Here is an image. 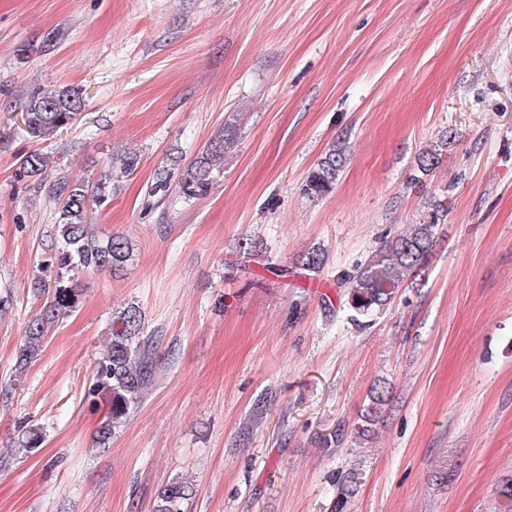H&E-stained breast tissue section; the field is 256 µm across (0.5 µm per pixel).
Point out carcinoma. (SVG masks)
I'll return each instance as SVG.
<instances>
[{
    "label": "carcinoma",
    "mask_w": 512,
    "mask_h": 512,
    "mask_svg": "<svg viewBox=\"0 0 512 512\" xmlns=\"http://www.w3.org/2000/svg\"><path fill=\"white\" fill-rule=\"evenodd\" d=\"M83 106L82 94L74 88H66L64 93L56 95L51 90L42 91L27 100L22 121L32 136L46 140L61 129L81 123ZM234 135L235 126L224 124L223 132L184 171V193L194 194L208 187L210 169L224 159L226 146L234 142ZM346 152L345 143L332 144L307 176L305 192L308 196L318 199L333 190L345 166ZM439 159L440 154L432 151L418 158L421 177L416 179V183H422V177L436 169ZM51 163L50 156L33 150L20 162L18 178L22 181L39 179ZM138 166L137 154L128 153L111 158L109 174L95 181L60 176L48 185L47 195L56 207L53 241L43 261L42 275L32 284L34 292L45 301L25 323L17 371H24L31 360L40 354L50 327L77 310L82 296V276L115 275L124 271L131 261L133 245L126 237L112 234L101 239L88 219L92 208L103 206L112 194V174L129 176L134 174ZM447 217V201L438 199L432 202L423 222L408 225L358 267L356 273L344 282L350 310L361 317L383 310L405 282L421 275L436 246L437 226ZM239 255L247 264L269 265L267 252L248 238L239 245ZM324 265V253L312 249L300 256L297 269L317 273ZM143 328L144 320L138 307L130 305L120 311L112 320L104 352L92 369L84 400L93 403L99 398H106L110 401V412L101 422L96 436L97 444L103 448L109 444L112 431L141 402L143 391L154 379L156 363L151 343L142 338ZM386 402V387L375 388L365 413L361 414L355 425L357 437L368 439L374 434ZM359 480L356 469L343 476L331 512H345ZM192 494L190 484L174 481L163 490L156 512H182L184 501L190 499ZM497 496L500 499L498 512H512V479L500 485Z\"/></svg>",
    "instance_id": "cac0c4a2"
}]
</instances>
